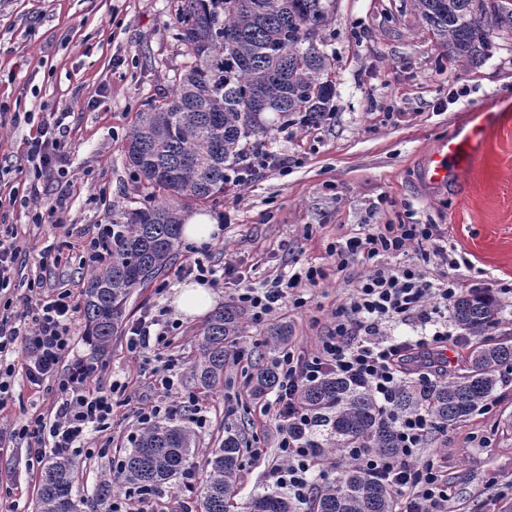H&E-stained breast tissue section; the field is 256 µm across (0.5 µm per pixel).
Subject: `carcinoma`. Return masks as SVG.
<instances>
[{
	"instance_id": "cac0c4a2",
	"label": "carcinoma",
	"mask_w": 512,
	"mask_h": 512,
	"mask_svg": "<svg viewBox=\"0 0 512 512\" xmlns=\"http://www.w3.org/2000/svg\"><path fill=\"white\" fill-rule=\"evenodd\" d=\"M436 43L456 63L475 65L491 55L495 39L512 36V0H410ZM336 0H180L178 40L188 63L173 93L136 114L126 151L139 182L164 193L112 220L116 233L106 264L92 271L82 305L87 340L106 352L124 320L131 294L170 264L179 246L185 205L214 201L240 169L247 148L298 119L315 126L332 111L335 84L325 32ZM451 315L474 339L463 372L448 379L404 380L395 390L400 412L423 409L438 429L465 421L492 398L512 370V341L493 339L500 303L486 291H468ZM245 311L226 304L199 331L193 369L204 388L224 381L227 347L242 335ZM259 396L278 384L274 366L251 376ZM298 404L311 416L302 436L329 456L347 448L399 454L393 428L372 393L334 374L301 387ZM196 434L185 422L139 430L124 457L119 485L149 491L186 472ZM241 438L227 432L203 465L195 489L201 512H227L241 468ZM310 512H395V493L351 461L336 465ZM114 481L103 479L96 503L109 507ZM71 459L54 456L45 466L37 512H81L73 495ZM248 512H296L275 490L254 497Z\"/></svg>"
}]
</instances>
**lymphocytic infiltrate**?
Listing matches in <instances>:
<instances>
[{
  "mask_svg": "<svg viewBox=\"0 0 512 512\" xmlns=\"http://www.w3.org/2000/svg\"><path fill=\"white\" fill-rule=\"evenodd\" d=\"M66 128L62 118L43 125L31 140L27 160L38 175L57 176L54 197L42 196L37 185L26 190L25 204L35 221L44 214L63 212L67 207L68 183L60 167ZM432 251L441 264L455 270L460 261L455 251L442 245L433 224H386L376 233L350 238L336 244L333 253L339 269H346L351 257L371 260L367 274L361 277L355 292L334 314L327 334L319 337L311 357L284 350L274 360L279 393L271 420L279 435L281 464L270 472L274 484L287 490L293 501L303 504L313 490V469L328 471L330 458L298 437V429L307 428L310 416L299 407L296 394L300 387L336 374L373 393L384 420L396 431L400 454L390 457L368 448H351L347 454L364 472L391 486L404 501L403 512H448V484L434 459H420L423 444L435 428L430 415L422 410L394 414L392 400L399 382L410 375L409 365L421 360L419 378L444 374L448 348L447 331L415 341L386 342L380 339L382 324L390 321L421 319L444 320L465 286L456 278L433 284L417 266L393 267L380 262L381 254L396 255L407 247ZM321 269L310 267L288 278L277 279L267 288H247L237 292L235 302L259 320L276 310L286 291L301 285H316ZM75 307L69 293L38 294L26 301L18 315H0V411H5L13 393L16 369H23L31 384L58 378L59 394L49 413L24 417L0 426V447L26 442L32 459L43 462L47 453L73 456L83 453L89 432H104L111 426L112 396L127 390V382L113 380L109 387L90 388L94 367L74 363L66 376L59 366L74 343L72 325ZM179 322L170 311L161 308L142 313L130 329L129 346L142 357L149 371L150 389L172 390L175 359L153 364L151 352L168 345V335Z\"/></svg>",
  "mask_w": 512,
  "mask_h": 512,
  "instance_id": "lymphocytic-infiltrate-1",
  "label": "lymphocytic infiltrate"
}]
</instances>
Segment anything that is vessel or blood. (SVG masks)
Returning <instances> with one entry per match:
<instances>
[{
	"mask_svg": "<svg viewBox=\"0 0 512 512\" xmlns=\"http://www.w3.org/2000/svg\"><path fill=\"white\" fill-rule=\"evenodd\" d=\"M477 135L476 127H462L438 141L424 155L418 172L420 181L435 191L457 181L469 156V145Z\"/></svg>",
	"mask_w": 512,
	"mask_h": 512,
	"instance_id": "b4317fda",
	"label": "vessel or blood"
}]
</instances>
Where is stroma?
I'll list each match as a JSON object with an SVG mask.
<instances>
[{
  "label": "stroma",
  "instance_id": "obj_1",
  "mask_svg": "<svg viewBox=\"0 0 512 512\" xmlns=\"http://www.w3.org/2000/svg\"><path fill=\"white\" fill-rule=\"evenodd\" d=\"M178 5L0 0V232L16 233L22 246L14 278L0 291L12 299V311H22L33 286L67 290L82 302L83 247L113 214L143 200L126 138L145 103L172 93L186 62L176 39ZM326 37L336 72L333 120L272 132L263 148L286 158L287 166L227 185L223 196L198 207L231 216L204 258L216 271H231L228 285L215 289L217 306L232 302L235 289L266 288L309 265L325 277L291 290L285 304L262 320H248L236 346L240 360H227L223 385L210 391L198 386L192 369L203 320L183 319L167 349L178 361L174 389L155 394L180 406V418L206 417L196 431L193 465L203 464L229 428L242 430L250 449L265 448L262 459L243 456L232 512H247L251 498L272 487L269 470L279 461L276 430L260 420L261 408L276 394L249 395L250 373L278 354L269 344L270 328L287 324L288 348L309 355L370 267L358 255L337 270L332 243L383 224L437 225L467 259L455 277L497 292L498 332L512 338V292L506 290L512 285V38L501 40L483 64L459 65L403 0H336ZM59 116L68 128L62 163L69 202L57 224H36L13 199L34 181L45 193L55 189L52 179L35 178L27 149L40 125ZM472 120L483 134L459 180L438 192L423 190L417 170L426 150ZM189 258L186 245H179L171 264L134 291L104 356L94 355L83 323H76L70 356L95 364L94 385L138 381L129 329L144 310L171 306L176 287L192 282ZM56 387V380L35 386L17 374L5 419L47 411ZM138 400L135 392L115 395L111 429L88 441L95 455L73 456L78 497L92 498L99 479L111 474L113 458L131 449ZM421 455L436 458L448 480V512H512V373L487 406L434 430ZM29 463L26 444L0 452V512H36L41 473Z\"/></svg>",
  "mask_w": 512,
  "mask_h": 512
}]
</instances>
